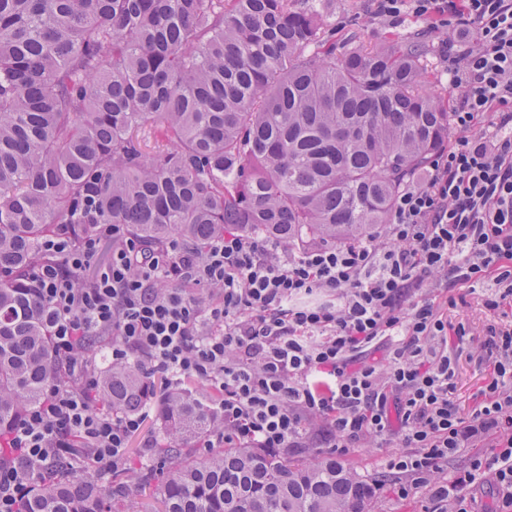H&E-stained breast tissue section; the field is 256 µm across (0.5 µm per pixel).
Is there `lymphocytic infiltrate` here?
<instances>
[{
    "instance_id": "1",
    "label": "lymphocytic infiltrate",
    "mask_w": 512,
    "mask_h": 512,
    "mask_svg": "<svg viewBox=\"0 0 512 512\" xmlns=\"http://www.w3.org/2000/svg\"><path fill=\"white\" fill-rule=\"evenodd\" d=\"M379 16H449L458 45L454 130L425 176L397 195L389 224L365 239L298 249L226 231L197 253L151 249L120 224L60 225L23 278L42 303L64 380L0 441V512L74 443L101 476L125 470L132 441L150 457L149 415L94 405L97 356L136 361L162 389L203 384L218 426L207 448H302L337 454L396 436L383 460L393 495L423 512H478L492 485L512 512V325L470 336L449 326L432 292L486 286L512 308V0H376ZM385 361L369 360L377 346ZM488 372L461 415L456 352ZM464 457L462 467L450 461Z\"/></svg>"
}]
</instances>
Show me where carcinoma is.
Wrapping results in <instances>:
<instances>
[{"label":"carcinoma","instance_id":"carcinoma-1","mask_svg":"<svg viewBox=\"0 0 512 512\" xmlns=\"http://www.w3.org/2000/svg\"><path fill=\"white\" fill-rule=\"evenodd\" d=\"M424 47L336 43L309 0H0V435L62 380L46 310L19 284L60 224H123L199 252L233 227L287 243L360 239L448 147ZM98 408L149 407L133 362ZM154 512H367L368 480L330 453L189 457L217 424L187 390L157 400ZM127 486L67 461L18 512H121Z\"/></svg>","mask_w":512,"mask_h":512}]
</instances>
